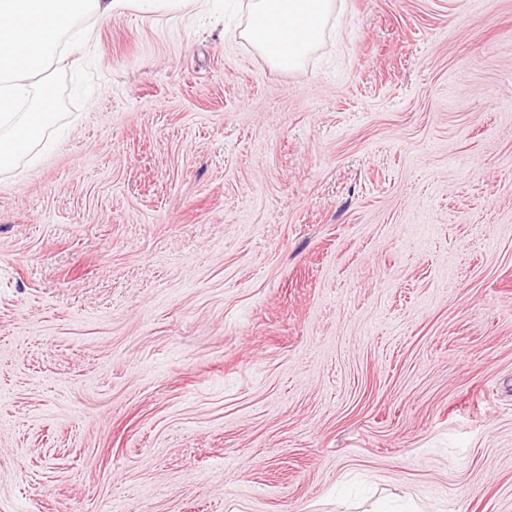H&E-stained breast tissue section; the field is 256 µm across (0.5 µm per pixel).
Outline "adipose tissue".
I'll return each instance as SVG.
<instances>
[{
  "label": "adipose tissue",
  "mask_w": 512,
  "mask_h": 512,
  "mask_svg": "<svg viewBox=\"0 0 512 512\" xmlns=\"http://www.w3.org/2000/svg\"><path fill=\"white\" fill-rule=\"evenodd\" d=\"M336 0H254L246 35L275 66L298 69L320 41Z\"/></svg>",
  "instance_id": "1"
}]
</instances>
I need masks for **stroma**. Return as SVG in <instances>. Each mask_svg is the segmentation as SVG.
Instances as JSON below:
<instances>
[{
	"label": "stroma",
	"instance_id": "35a3bbf8",
	"mask_svg": "<svg viewBox=\"0 0 512 512\" xmlns=\"http://www.w3.org/2000/svg\"><path fill=\"white\" fill-rule=\"evenodd\" d=\"M128 4L0 172V512H512V0ZM335 0H256L246 36L275 66L298 69L320 41Z\"/></svg>",
	"mask_w": 512,
	"mask_h": 512
}]
</instances>
